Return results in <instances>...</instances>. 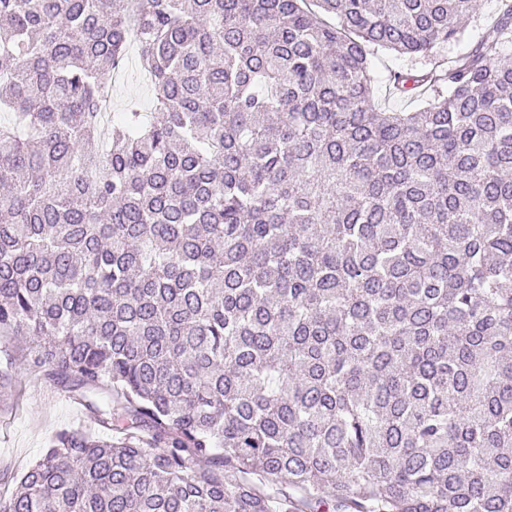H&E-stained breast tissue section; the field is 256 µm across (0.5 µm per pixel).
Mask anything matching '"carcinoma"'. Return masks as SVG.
I'll use <instances>...</instances> for the list:
<instances>
[{"instance_id":"obj_1","label":"carcinoma","mask_w":512,"mask_h":512,"mask_svg":"<svg viewBox=\"0 0 512 512\" xmlns=\"http://www.w3.org/2000/svg\"><path fill=\"white\" fill-rule=\"evenodd\" d=\"M471 11L0 0V333L97 426L0 512H512V3L442 57ZM371 50L431 60L414 111ZM151 97L150 87L140 71L133 50L132 59L129 61L122 79L113 84L112 114L117 115L119 112H124L131 101L138 104L141 112H150ZM370 73L374 85V103L375 106L385 110H413L416 103L399 101L389 95L388 78L392 70L411 69L419 71L428 67L427 58L399 56L394 53L379 51L370 55Z\"/></svg>"}]
</instances>
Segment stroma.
Masks as SVG:
<instances>
[{
    "mask_svg": "<svg viewBox=\"0 0 512 512\" xmlns=\"http://www.w3.org/2000/svg\"><path fill=\"white\" fill-rule=\"evenodd\" d=\"M422 57L410 58L390 52L375 53L370 61L374 103L385 110H411L408 102L390 96L391 71L427 68ZM151 90L137 62H129L121 80L112 89V110L125 111L137 103L140 111H150ZM15 347L7 336H0V491L14 489L25 470L47 450L52 437L87 418L59 386L26 378L15 365Z\"/></svg>",
    "mask_w": 512,
    "mask_h": 512,
    "instance_id": "obj_1",
    "label": "stroma"
}]
</instances>
